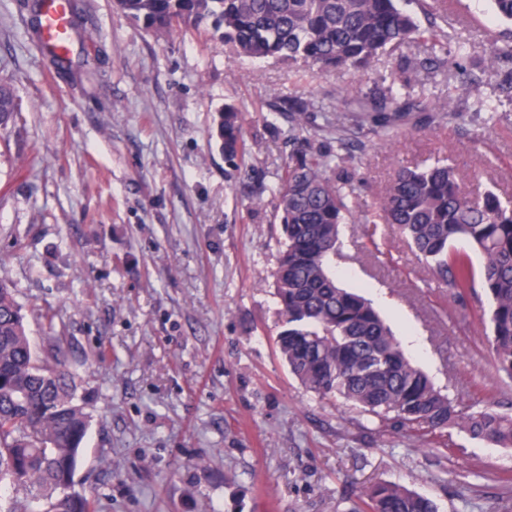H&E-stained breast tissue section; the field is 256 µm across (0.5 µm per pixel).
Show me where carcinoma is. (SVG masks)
<instances>
[{
    "label": "carcinoma",
    "mask_w": 512,
    "mask_h": 512,
    "mask_svg": "<svg viewBox=\"0 0 512 512\" xmlns=\"http://www.w3.org/2000/svg\"><path fill=\"white\" fill-rule=\"evenodd\" d=\"M118 11L156 35L208 25L210 39L250 58L303 64L318 74L364 73L378 55L414 36L454 68L467 90L477 82L448 59V31L422 27L397 0H120ZM417 66L409 61L379 92L352 88L336 101V152L301 148L280 167L277 214L282 224L274 272L282 330L277 346L291 374L308 391L417 435L454 427L473 439L512 448V415L487 405L464 413L403 353L379 311L340 286L334 266L340 226L392 224L416 256L457 298L480 286L490 301V342L498 371L512 379V198L466 191L454 168L436 162L400 167L372 208L359 209L357 186L342 174L351 154L348 133L394 135L413 114L438 112L409 92ZM315 103L287 106L295 126ZM18 113L12 86L0 83V127ZM243 112L220 110L217 138L229 161H245L252 146L242 135ZM466 243L482 257L476 267ZM61 347L37 355L16 300L0 280V483L22 494L14 512H97L98 503L68 488L90 419ZM350 512H438L428 497L394 483L364 490Z\"/></svg>",
    "instance_id": "obj_1"
}]
</instances>
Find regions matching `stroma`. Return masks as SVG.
Returning a JSON list of instances; mask_svg holds the SVG:
<instances>
[{
    "label": "stroma",
    "instance_id": "35a3bbf8",
    "mask_svg": "<svg viewBox=\"0 0 512 512\" xmlns=\"http://www.w3.org/2000/svg\"><path fill=\"white\" fill-rule=\"evenodd\" d=\"M37 0H0V81L20 114L0 129V275L17 288L35 349L62 346L91 415L76 491L99 512H349L363 487L397 483L439 512H512V449L459 430L423 443L307 391L276 346L273 273L281 236L276 169L300 139L336 138L311 113L305 130L268 105L381 86L407 60L416 89L439 110L394 139L353 135L349 176L361 207L401 166L439 158L467 190L512 196V40L489 0H448L447 30L490 124L453 71L422 41L389 49L362 75L315 74L241 57L204 31L156 36L113 0H79L90 41L74 42L57 73L29 34ZM462 111L449 119L448 103ZM244 108L255 150L234 166L216 138L224 104ZM336 276L370 300L406 355L458 408L512 414V379L499 372L479 314L438 284L390 225L371 252L362 224L341 227Z\"/></svg>",
    "mask_w": 512,
    "mask_h": 512
}]
</instances>
